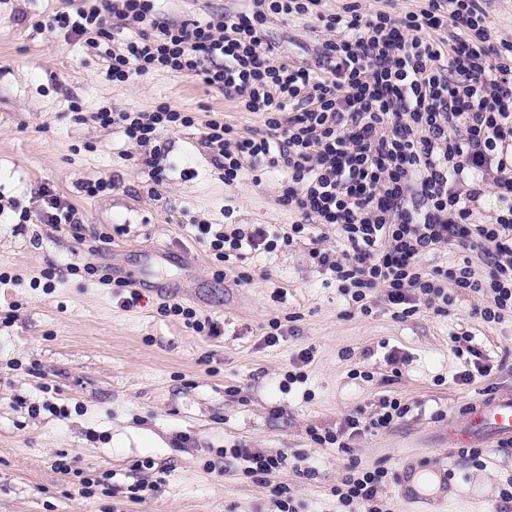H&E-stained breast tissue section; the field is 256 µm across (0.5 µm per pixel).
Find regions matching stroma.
<instances>
[{
	"label": "stroma",
	"instance_id": "35a3bbf8",
	"mask_svg": "<svg viewBox=\"0 0 512 512\" xmlns=\"http://www.w3.org/2000/svg\"><path fill=\"white\" fill-rule=\"evenodd\" d=\"M77 0H0V512H279L272 484L288 486L296 512H342L334 494L350 462L384 467L382 512H407L399 482L407 464L448 466L457 496L483 498L498 512L512 478V453L485 452L483 467L444 447L441 433L487 390L512 389V315L484 322L489 294L449 288L445 314L399 319L383 292L370 314H349L330 274L300 238L273 252L246 249L222 263L202 224L225 231L266 224L287 232L296 219L278 202L288 177L225 183L203 142L212 113L238 134L261 125L223 92L195 77L151 72L117 82L103 47L51 27ZM247 0H158L171 20L242 11ZM283 55L311 59L326 32L313 21L268 18ZM169 105L197 125L164 131L162 178L145 150L96 114L150 112ZM111 182L89 197L80 185ZM76 207L80 228L38 219L41 189ZM108 242H99V235ZM168 259L135 289L136 305L102 281L105 268L140 271L144 252ZM78 272L56 276L55 268ZM250 282H240V273ZM179 303L217 319L209 338L162 314ZM286 322L277 345L263 342L269 320ZM469 334L492 369L471 383L454 339ZM312 350L303 380L288 373ZM397 354L390 363L389 354ZM412 404L391 430L357 438L352 454L316 444L308 430L338 428L354 410L372 415L382 396ZM58 411L50 413L45 402ZM255 448L288 457L263 483L224 452ZM77 459L80 475L60 473ZM95 480L81 495L77 477ZM160 483L135 500L137 485Z\"/></svg>",
	"mask_w": 512,
	"mask_h": 512
}]
</instances>
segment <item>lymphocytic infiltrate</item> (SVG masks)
<instances>
[{
	"label": "lymphocytic infiltrate",
	"instance_id": "1",
	"mask_svg": "<svg viewBox=\"0 0 512 512\" xmlns=\"http://www.w3.org/2000/svg\"><path fill=\"white\" fill-rule=\"evenodd\" d=\"M484 0H427L420 11L362 12L350 0L342 12L323 11V0H250L246 10L200 21L169 20L154 0H80L53 21L91 44L123 31L121 51H107L113 80L170 70L261 115L262 128L235 135L222 115L204 123V142L225 183L270 169L286 171L282 206L298 215L285 234L254 224L226 233L203 225L217 260L229 262L243 247L276 250L314 224L336 228L343 250L311 248L353 309L367 314L377 289L398 318L425 308L447 312V286L489 293L483 321L512 313V212L485 222L472 205L487 185L512 197V167L499 157L512 140V42L494 39ZM316 19L329 37L313 64L283 60L263 25ZM102 126L151 146L158 168L161 131L194 125L196 118L162 105L152 112H98ZM470 182L468 193L459 184ZM445 245L460 256L429 267L425 258ZM481 260L484 274L473 262ZM409 404L385 396L371 417L346 416L338 429L309 434L318 445L350 452L367 432L392 428ZM388 470L349 464L335 494L348 508L379 512L375 501Z\"/></svg>",
	"mask_w": 512,
	"mask_h": 512
}]
</instances>
